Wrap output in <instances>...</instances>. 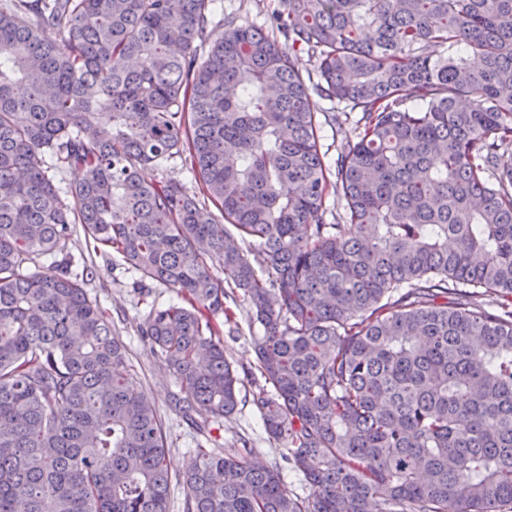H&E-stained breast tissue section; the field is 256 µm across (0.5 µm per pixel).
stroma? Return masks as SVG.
<instances>
[{
  "label": "stroma",
  "mask_w": 512,
  "mask_h": 512,
  "mask_svg": "<svg viewBox=\"0 0 512 512\" xmlns=\"http://www.w3.org/2000/svg\"><path fill=\"white\" fill-rule=\"evenodd\" d=\"M277 7L278 0H210L209 3L213 19L232 13L240 22L257 24L268 20ZM68 251L74 262L92 259L93 275L86 285V292L105 312L112 323L113 333L128 348L140 385L161 417L167 438L169 469L174 474L181 472L194 455L198 437L171 401L178 390L174 375L164 360L140 339L137 331L151 304L165 306L178 302L177 293L154 282L149 286V296H142L133 286L134 273L128 270L121 256L108 247H93L83 233L72 236ZM230 311V317L221 316L216 320L222 331L225 355L238 370H253L256 365L253 339L262 335L263 330L260 325L250 322L247 302L238 301L231 305ZM243 437L250 440L256 460L268 465L279 464L281 479L288 491L307 495L308 489L301 475L282 462L281 442L270 437L252 405L244 401L231 416L213 426L210 446L229 453Z\"/></svg>",
  "instance_id": "1"
}]
</instances>
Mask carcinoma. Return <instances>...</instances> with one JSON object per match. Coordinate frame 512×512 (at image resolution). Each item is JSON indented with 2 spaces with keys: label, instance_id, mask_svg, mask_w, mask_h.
Listing matches in <instances>:
<instances>
[{
  "label": "carcinoma",
  "instance_id": "cac0c4a2",
  "mask_svg": "<svg viewBox=\"0 0 512 512\" xmlns=\"http://www.w3.org/2000/svg\"><path fill=\"white\" fill-rule=\"evenodd\" d=\"M208 3L0 0V512H169L174 483L186 512H512V0H279L283 44ZM175 156L199 191L141 177ZM78 225L181 296L139 335L203 436L243 385L214 318L248 302L309 496L246 439L171 475Z\"/></svg>",
  "mask_w": 512,
  "mask_h": 512
}]
</instances>
